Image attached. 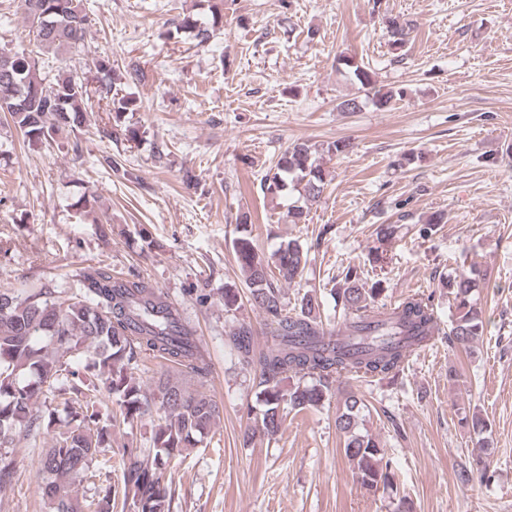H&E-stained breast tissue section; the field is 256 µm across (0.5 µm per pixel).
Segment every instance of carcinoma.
Returning a JSON list of instances; mask_svg holds the SVG:
<instances>
[{"mask_svg":"<svg viewBox=\"0 0 512 512\" xmlns=\"http://www.w3.org/2000/svg\"><path fill=\"white\" fill-rule=\"evenodd\" d=\"M30 31L43 59L23 49L11 52L9 74L0 73V112L10 116L23 140L30 145L46 144L63 133H73L86 122L91 102L88 81L69 71L49 80L54 61L65 51L84 42L89 15L83 0H19ZM224 13L211 12V22L185 15L178 30L193 34L205 43L210 27L223 23ZM409 27L396 18L388 20L387 32L395 49L406 43ZM358 92L372 96L375 105L386 108L406 96L404 89L372 92V72L364 62L343 59ZM97 92L105 101L113 127L102 136L122 134L128 141L138 130L125 124L136 101L112 92V63L94 62ZM262 191L279 195L292 188L308 200L319 198L326 188L324 170L312 159L310 147L296 143L280 157L261 180ZM232 249L240 267L248 302L262 310L275 324L272 341L255 349L250 328L233 325L227 340L239 365L257 375L259 419L265 432L274 435L282 423L283 406L302 411L322 405L342 377H377L390 380L400 374L412 353L433 339L437 325L432 297L412 293L399 304L381 311L377 299L381 288H367L360 268L344 271L343 285L336 289L337 303L345 321L346 335L332 348L322 344L335 332L324 328L314 315L317 297L306 293L298 310L290 313L271 276L272 269L291 283L302 276L308 252L289 241L269 264L257 252L248 216L238 217ZM480 271L474 266L448 279L452 301L448 342L466 349L475 347L484 334L482 310L473 298ZM0 486L13 473L16 459L8 449L41 434L49 446L40 460L47 475L42 496L54 504V512H113L117 498L122 506L137 505L138 512H170L171 487L163 476L169 459L193 448L220 419L223 409L205 387L211 371L198 350L193 327L184 320L165 295L140 277L112 276L108 267L89 266L81 274V288L56 302L48 293L16 294L0 290ZM150 354L172 367L186 370L198 388L188 391L169 377L159 379L146 391L133 376L141 354ZM94 371L101 384L85 376ZM298 381L288 391L281 383L288 374ZM119 407L123 419L131 421L151 413L160 402L164 418L152 437V463L139 460L140 449L123 446L129 460L121 490L112 484L100 488L98 496L82 502L74 499L63 479L93 474L105 463L98 460L101 449L112 447L113 416L103 412L98 393ZM71 409L74 423L61 425L53 402ZM365 400L354 392L345 395L336 429L344 437V453L351 461L357 482L367 490L393 485V460L381 441L359 432Z\"/></svg>","mask_w":512,"mask_h":512,"instance_id":"cac0c4a2","label":"carcinoma"}]
</instances>
